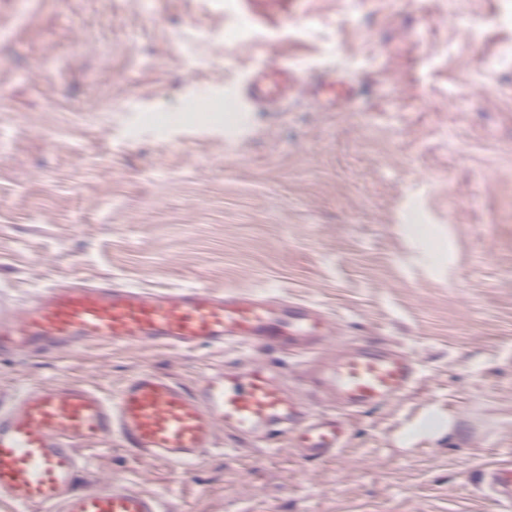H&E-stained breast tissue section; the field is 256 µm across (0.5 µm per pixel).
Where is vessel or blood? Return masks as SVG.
<instances>
[{"label": "vessel or blood", "instance_id": "obj_1", "mask_svg": "<svg viewBox=\"0 0 512 512\" xmlns=\"http://www.w3.org/2000/svg\"><path fill=\"white\" fill-rule=\"evenodd\" d=\"M351 93L335 74L283 63L254 68L241 98L267 112L299 95L332 109ZM331 331L315 309L288 304L277 314L265 295L54 283L23 312L0 310V353H51L82 341L292 349L322 344ZM415 376L405 355L362 346L342 353L325 383L338 407L356 410L400 396ZM223 433L269 448L285 439L307 458L331 457L344 445L340 421L306 413L261 362L212 370L193 391L152 371L139 372L110 398L80 384L30 386L0 403V501L14 512H163L157 495L127 483L104 480L77 489L78 448L114 436L187 474ZM489 486L499 512H512V462L492 470Z\"/></svg>", "mask_w": 512, "mask_h": 512}]
</instances>
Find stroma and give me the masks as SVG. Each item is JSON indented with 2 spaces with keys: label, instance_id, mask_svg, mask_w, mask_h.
<instances>
[{
  "label": "stroma",
  "instance_id": "stroma-1",
  "mask_svg": "<svg viewBox=\"0 0 512 512\" xmlns=\"http://www.w3.org/2000/svg\"><path fill=\"white\" fill-rule=\"evenodd\" d=\"M336 73L361 90L244 112L255 67ZM205 98L188 109L189 98ZM419 225L416 233L408 225ZM265 293L339 331L314 355L252 345L84 342L0 356V398L143 370L195 389L212 367L313 386L356 345L399 349L417 380L344 415L336 456L224 438L192 474L83 446L77 489L112 479L165 512H497L512 459V0H0V303L47 283ZM430 413L452 432L409 437ZM490 489L494 496V501L498 511L508 512L512 509V494L510 488L512 486V462L503 464L492 470Z\"/></svg>",
  "mask_w": 512,
  "mask_h": 512
}]
</instances>
